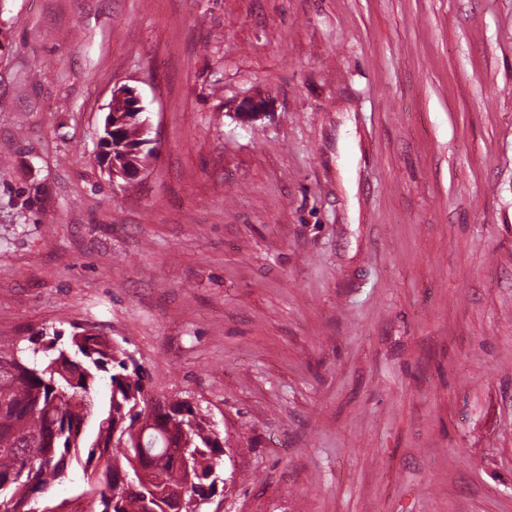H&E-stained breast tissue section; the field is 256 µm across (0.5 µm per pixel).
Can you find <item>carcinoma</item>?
<instances>
[{"mask_svg": "<svg viewBox=\"0 0 512 512\" xmlns=\"http://www.w3.org/2000/svg\"><path fill=\"white\" fill-rule=\"evenodd\" d=\"M28 341L0 352V512H31L32 500L74 464L84 473L81 493L94 494L90 512H165L179 496L183 512H197L215 490L209 476L223 453L200 412L176 400L146 430L145 373L120 344L84 327L65 343L58 331ZM52 431L53 455L35 456ZM174 440L188 448V462L156 465L139 454L145 447L162 457ZM138 465L145 480L131 488L123 476Z\"/></svg>", "mask_w": 512, "mask_h": 512, "instance_id": "1", "label": "carcinoma"}]
</instances>
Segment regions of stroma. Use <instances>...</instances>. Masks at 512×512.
<instances>
[{
    "mask_svg": "<svg viewBox=\"0 0 512 512\" xmlns=\"http://www.w3.org/2000/svg\"><path fill=\"white\" fill-rule=\"evenodd\" d=\"M76 324L214 421L201 512H512V0H0V351ZM147 109L143 105L140 95L135 89L122 87L114 94L110 111L112 127H126L131 124L139 126L144 133H151V122L149 116H145Z\"/></svg>",
    "mask_w": 512,
    "mask_h": 512,
    "instance_id": "1",
    "label": "stroma"
}]
</instances>
